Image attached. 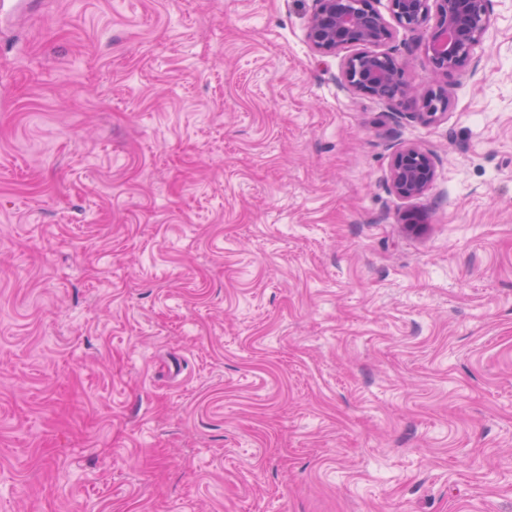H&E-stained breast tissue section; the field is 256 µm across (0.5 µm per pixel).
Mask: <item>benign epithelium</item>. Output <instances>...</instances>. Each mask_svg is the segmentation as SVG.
Instances as JSON below:
<instances>
[{"mask_svg": "<svg viewBox=\"0 0 512 512\" xmlns=\"http://www.w3.org/2000/svg\"><path fill=\"white\" fill-rule=\"evenodd\" d=\"M380 0H313L305 40L315 52L345 53L340 83L351 93L392 103L413 92L405 65L383 50L396 28L422 32V49L441 74L470 70L476 74L484 38L495 25L490 0H387L390 17L376 7ZM422 111L412 118L430 122L448 105V87L437 84L421 96ZM436 177V161L417 144L394 155L390 182L401 199L421 197Z\"/></svg>", "mask_w": 512, "mask_h": 512, "instance_id": "1", "label": "benign epithelium"}]
</instances>
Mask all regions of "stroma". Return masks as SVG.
<instances>
[{
	"instance_id": "obj_1",
	"label": "stroma",
	"mask_w": 512,
	"mask_h": 512,
	"mask_svg": "<svg viewBox=\"0 0 512 512\" xmlns=\"http://www.w3.org/2000/svg\"><path fill=\"white\" fill-rule=\"evenodd\" d=\"M12 3L0 512H512V0L474 74L397 31L430 123L313 0ZM421 103L423 112H413L412 117L420 122L433 121L448 105L447 85L437 84L428 88L421 96ZM436 177V161L431 153L417 144H406L394 155L390 182L401 199L421 197Z\"/></svg>"
}]
</instances>
